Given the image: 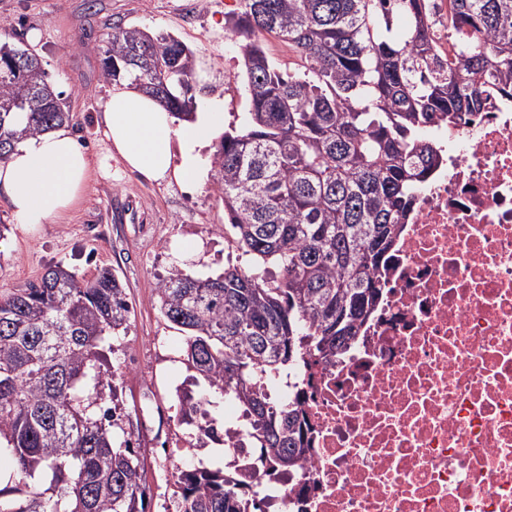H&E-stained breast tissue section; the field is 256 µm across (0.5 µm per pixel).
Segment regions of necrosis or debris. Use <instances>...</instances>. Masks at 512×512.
<instances>
[{
  "mask_svg": "<svg viewBox=\"0 0 512 512\" xmlns=\"http://www.w3.org/2000/svg\"><path fill=\"white\" fill-rule=\"evenodd\" d=\"M417 190L369 319L332 360L267 387L297 402L308 451L282 472L240 403L225 472L259 512H512V100L455 131Z\"/></svg>",
  "mask_w": 512,
  "mask_h": 512,
  "instance_id": "obj_1",
  "label": "necrosis or debris"
}]
</instances>
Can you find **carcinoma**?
<instances>
[{
  "mask_svg": "<svg viewBox=\"0 0 512 512\" xmlns=\"http://www.w3.org/2000/svg\"><path fill=\"white\" fill-rule=\"evenodd\" d=\"M241 2L226 20L232 33L274 34L303 60L287 72L261 42L245 43L244 125L213 153L224 217L251 262L206 278L176 268L155 294L191 371L193 388L176 390L178 425L222 443L224 419L203 427L198 414L234 397L257 457L290 471L306 451L299 411L270 401L264 383L335 356L374 309L375 271L441 161L424 134L512 99V0H448V59L429 0ZM4 50L22 56L13 77H0V162L73 120L40 58L6 41ZM103 53L104 79L131 77L177 118L193 117L188 46L118 25ZM129 314L109 269L87 280L57 263L25 288L0 290V454L16 476L0 488V512H146L144 465L131 440H116L115 413L103 406L107 355ZM175 485V512H254L253 485L222 469H181Z\"/></svg>",
  "mask_w": 512,
  "mask_h": 512,
  "instance_id": "obj_1",
  "label": "carcinoma"
}]
</instances>
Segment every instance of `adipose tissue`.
<instances>
[{"mask_svg": "<svg viewBox=\"0 0 512 512\" xmlns=\"http://www.w3.org/2000/svg\"><path fill=\"white\" fill-rule=\"evenodd\" d=\"M220 129V113L200 112L178 122L155 98L125 81L113 86L98 121L106 157L83 151L69 125L57 126L24 141L0 162V197L18 223L55 220L78 202L93 172L107 171L111 154L146 179L171 178L194 191L207 177L196 151Z\"/></svg>", "mask_w": 512, "mask_h": 512, "instance_id": "1", "label": "adipose tissue"}]
</instances>
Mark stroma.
<instances>
[{"label": "stroma", "instance_id": "stroma-1", "mask_svg": "<svg viewBox=\"0 0 512 512\" xmlns=\"http://www.w3.org/2000/svg\"><path fill=\"white\" fill-rule=\"evenodd\" d=\"M240 9V0H0V33L13 43L40 31L31 50L72 112L80 147L95 154L103 150L96 124L111 87L102 76L103 49L116 25L165 32L191 48L202 73L194 90L199 108L223 112L225 127L241 125L248 103L240 40L225 27ZM0 226V289L26 287L59 262L87 279L103 268L121 279L131 315L109 356L115 402L130 413L124 429L144 457L147 512H172L176 466L220 467L224 455L211 444L183 446L188 432L178 427L174 406L187 376L183 338L161 315L154 288L176 268L205 277L247 265L225 224L222 193L209 181L189 194L175 180L144 179L116 158L111 178L92 177L61 219L17 223L0 198ZM148 405L160 410L162 431L142 427Z\"/></svg>", "mask_w": 512, "mask_h": 512}]
</instances>
